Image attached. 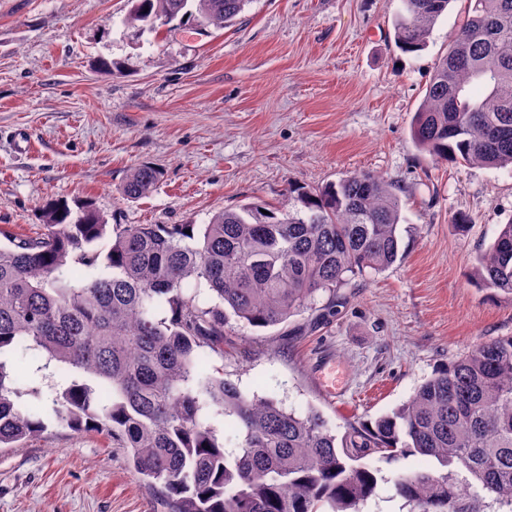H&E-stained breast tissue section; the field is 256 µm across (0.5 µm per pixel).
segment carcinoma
I'll use <instances>...</instances> for the list:
<instances>
[{"label": "carcinoma", "mask_w": 512, "mask_h": 512, "mask_svg": "<svg viewBox=\"0 0 512 512\" xmlns=\"http://www.w3.org/2000/svg\"><path fill=\"white\" fill-rule=\"evenodd\" d=\"M127 2L124 25L143 33L175 19L222 29L252 0ZM399 2L395 44L419 52L450 0ZM411 134L435 159L512 169V0H470ZM161 176L136 164L122 195L141 199ZM401 193L391 179L354 173L202 225H112L89 201L73 210L50 200L40 233L1 229L0 447L47 428L16 404L43 398L38 384L18 386L21 352L36 361L33 375L64 377L51 392L55 419L106 432L171 512H361L377 496L378 463L418 455L440 468L397 474L409 512H488L491 502L512 512V336L474 344L410 400L342 434L314 407L297 414L206 371L228 316L275 327L323 294L329 311L337 289L401 257ZM470 277L512 299V221ZM203 286L217 302L200 301ZM208 414L231 419L234 444Z\"/></svg>", "instance_id": "cac0c4a2"}]
</instances>
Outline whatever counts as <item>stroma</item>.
Masks as SVG:
<instances>
[{
  "label": "stroma",
  "instance_id": "1",
  "mask_svg": "<svg viewBox=\"0 0 512 512\" xmlns=\"http://www.w3.org/2000/svg\"><path fill=\"white\" fill-rule=\"evenodd\" d=\"M398 0H252L233 26L170 23L136 35L127 0H0V228L33 236L47 199L90 201L112 224H205L249 202H284L363 172L397 181L406 253L340 288L336 314L307 310L255 329L232 322L206 356L246 396L332 426L377 418L473 344L512 336V300L479 290L475 256L512 221V169L437 160L410 132L429 78L461 24L452 0L424 50L394 43ZM116 62L112 72L98 59ZM162 178L147 197L120 188L131 165ZM469 221L457 231L455 215ZM331 372L335 395L319 378ZM0 448V512H167L107 435L53 419ZM386 464L363 512H403Z\"/></svg>",
  "mask_w": 512,
  "mask_h": 512
}]
</instances>
